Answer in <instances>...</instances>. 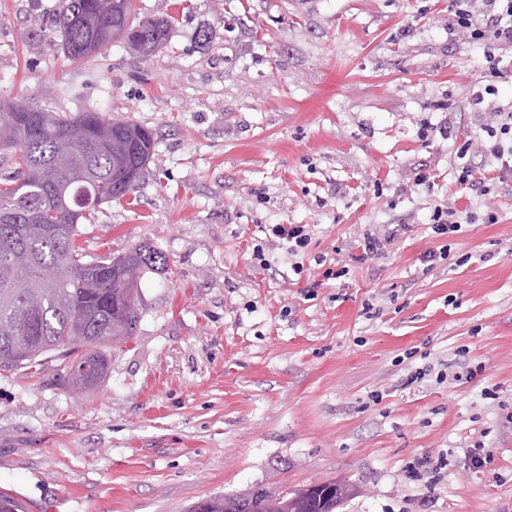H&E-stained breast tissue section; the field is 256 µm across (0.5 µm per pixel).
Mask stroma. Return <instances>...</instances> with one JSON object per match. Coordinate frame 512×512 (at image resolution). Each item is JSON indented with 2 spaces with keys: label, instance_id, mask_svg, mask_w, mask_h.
Listing matches in <instances>:
<instances>
[{
  "label": "stroma",
  "instance_id": "35a3bbf8",
  "mask_svg": "<svg viewBox=\"0 0 512 512\" xmlns=\"http://www.w3.org/2000/svg\"><path fill=\"white\" fill-rule=\"evenodd\" d=\"M60 5L0 0V104L151 130L134 193L80 243L147 245L167 266L144 275L93 395L71 392L55 352L0 370V490L29 512H188L343 479L356 492L336 512H512V177L473 148L489 195L455 179L458 139L512 108V75L477 101L485 48L449 35L453 0H135L133 22L168 17L166 42L88 61L59 49ZM440 204L480 221L434 238ZM274 224L308 225L302 271ZM369 224L397 235L366 258ZM442 363L457 382L407 383ZM479 438L477 472L461 457ZM446 449L425 493L407 468Z\"/></svg>",
  "mask_w": 512,
  "mask_h": 512
}]
</instances>
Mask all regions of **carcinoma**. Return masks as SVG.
<instances>
[{"instance_id":"carcinoma-1","label":"carcinoma","mask_w":512,"mask_h":512,"mask_svg":"<svg viewBox=\"0 0 512 512\" xmlns=\"http://www.w3.org/2000/svg\"><path fill=\"white\" fill-rule=\"evenodd\" d=\"M108 0H62L53 26L61 49L73 60L88 58L123 38L148 56L169 34L166 17L129 25L134 0L108 9ZM0 152L11 164L0 171V369L33 367L51 351L69 365L81 363V348L95 350L86 374H70V387L95 388L106 376L110 348L133 335L141 308V280L166 267V255L149 246L88 258L76 244L79 225L96 207L134 191L153 150L141 126L100 112L75 116L14 102L0 112ZM29 288H17V283ZM278 512H329L327 500H344L331 487L328 497L308 489L278 493ZM236 497L201 500L189 512H268L254 500L233 507Z\"/></svg>"}]
</instances>
